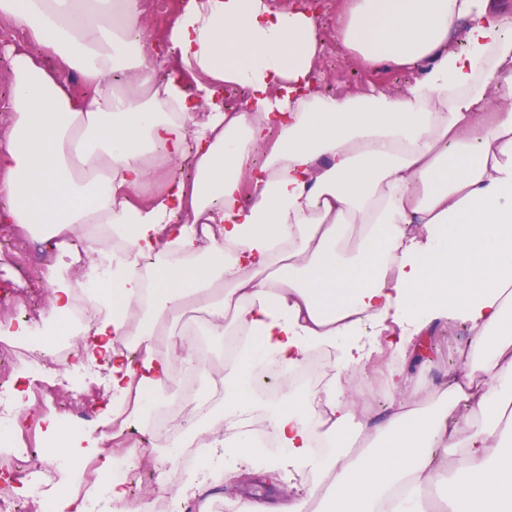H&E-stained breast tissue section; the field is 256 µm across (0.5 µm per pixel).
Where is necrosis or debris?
<instances>
[{
	"instance_id": "4bbe7bcc",
	"label": "necrosis or debris",
	"mask_w": 512,
	"mask_h": 512,
	"mask_svg": "<svg viewBox=\"0 0 512 512\" xmlns=\"http://www.w3.org/2000/svg\"><path fill=\"white\" fill-rule=\"evenodd\" d=\"M207 318L206 313L197 310L185 311L181 321L190 332L192 352L196 363L211 369L215 378L211 386L213 402H222L224 385L221 380L224 362L228 350H214L209 339L200 331L199 325ZM88 323L83 307H76L67 324V334L55 340L47 349L33 342L18 338L13 341H0V429L8 431V444L0 449V512H31L32 505L43 502L45 493L61 482L65 470H73L82 477L83 484L101 481L102 475L94 459L84 458L68 461L47 453L41 456L33 452L37 444L39 428L30 425L16 428L24 408L40 413H50L55 409L56 388L51 384L32 388L24 402L15 397L14 376L17 370L51 369L62 371L69 367L73 357L80 349L79 333ZM174 396L152 409L149 421L158 441L181 447L182 468L197 463L198 449L207 447L208 436L199 435L188 439L183 435V422L196 411L197 383L192 374L177 372L173 389ZM111 434L117 435L119 442L127 452L121 455L117 474L135 483L137 471L135 464L143 447L127 419L126 412L113 415Z\"/></svg>"
}]
</instances>
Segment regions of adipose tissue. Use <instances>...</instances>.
I'll use <instances>...</instances> for the list:
<instances>
[{"instance_id": "adipose-tissue-1", "label": "adipose tissue", "mask_w": 512, "mask_h": 512, "mask_svg": "<svg viewBox=\"0 0 512 512\" xmlns=\"http://www.w3.org/2000/svg\"><path fill=\"white\" fill-rule=\"evenodd\" d=\"M0 16L27 40L8 53L0 101V224L54 243L58 260L96 253L110 270L103 285L58 286L48 269L44 335L84 304L81 353L106 362L112 410L140 423L176 367L193 365L154 347L187 303L208 313L210 335L239 339L223 408L200 409L235 443L214 432L179 503L207 512L218 482L268 472L283 492L240 512H307L293 489L309 474L321 512H427L441 481L442 512H512V14L497 0H347L336 39L351 55L420 72L401 95L363 98L313 91L317 18L268 0H187L164 41L190 86L145 55L140 0H0ZM76 76L90 97L72 93ZM227 85L246 90L244 109L218 101ZM447 323L472 340L438 407L414 412L397 368L386 416L358 418L351 387L375 351L364 336ZM131 334L135 358L113 346ZM324 348L336 362L323 387L264 408L282 453L261 456L249 432L261 398L248 389L259 356L287 376ZM38 422L61 455L92 456L105 476L66 498L67 512L126 501L110 477L117 449Z\"/></svg>"}]
</instances>
